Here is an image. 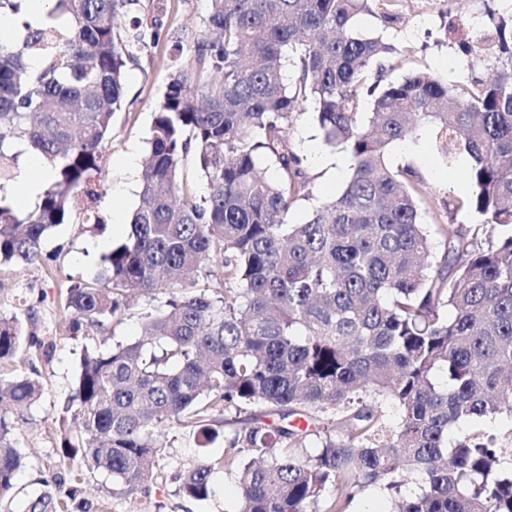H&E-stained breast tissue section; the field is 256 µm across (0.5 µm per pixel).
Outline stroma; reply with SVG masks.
Listing matches in <instances>:
<instances>
[{
  "label": "stroma",
  "mask_w": 512,
  "mask_h": 512,
  "mask_svg": "<svg viewBox=\"0 0 512 512\" xmlns=\"http://www.w3.org/2000/svg\"><path fill=\"white\" fill-rule=\"evenodd\" d=\"M473 9L471 0H443L441 8L420 32H412L409 21L395 27L386 26L379 13L362 15L359 28L366 33H383L391 42L409 44L414 55L403 69L394 73L404 77L406 71L428 67L430 72L451 81L466 75L485 79L494 66L481 56L478 42L472 41L468 18ZM208 0H135L129 13L117 21L125 28L130 18L148 24L160 20L166 36L159 44L140 52L126 68V97L116 112L112 134L106 145L100 168V199L98 206L104 216L120 210L132 215L139 203L141 175H128L124 162L128 155L143 157L151 137L155 107L170 78L194 63V46L207 37L204 18ZM468 43L470 54H462L461 43ZM285 140L302 160V170L310 182L312 194L297 205L291 222L305 221L314 206L338 192L347 181L349 157L342 149L327 147L316 128L311 113H292L285 124ZM316 154H309V147ZM388 158L396 165L414 168L427 185V205L423 221L427 224H469L467 212H448L449 197L469 193L466 177L468 166L462 160L446 162L432 144V129L421 126L408 142H395ZM126 231L108 225L99 231L89 224H63L55 227L43 245L42 261L0 269V316H18L24 332L36 333L39 340L52 343L50 358H43L29 346L19 351L21 361L36 365L44 383L42 400L19 418L15 438L25 455V464L13 489L11 512H25L30 498L42 491L66 495L71 483L56 484L61 473L62 446L73 424L62 411L80 371L85 347L100 345L99 336L73 337L66 330L64 292L68 280H86L103 269L101 257L113 244L124 239ZM165 461L171 471L192 466L214 449L198 447L192 436L172 428L161 439ZM169 475L157 478L136 496L109 493L102 475L87 476L78 488L79 495L89 500L91 512H236L238 489L224 473L214 476V493L205 501L184 499L178 485Z\"/></svg>",
  "instance_id": "obj_1"
}]
</instances>
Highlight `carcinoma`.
<instances>
[{"mask_svg": "<svg viewBox=\"0 0 512 512\" xmlns=\"http://www.w3.org/2000/svg\"><path fill=\"white\" fill-rule=\"evenodd\" d=\"M0 0L18 29L0 41V183L33 152L52 176L32 209L0 195V266L42 257L49 231L77 214L106 229L97 175L125 93L127 65L163 38L134 21L132 0ZM194 66L155 109L139 204L107 274L67 288L68 332L108 333L131 296L141 334L85 349L66 407L63 464L134 494L161 469L156 438L177 426L201 448L215 416L240 428L219 456L180 470L178 492L204 501L222 471L237 512H350L374 487L388 512H512V14L484 43L494 78L444 82L420 69L393 80L407 47L357 27L371 0H208ZM309 101L323 142L347 151L342 190L289 223L311 195L284 123ZM424 121L448 161L471 159V193L448 199L472 228L422 223L424 181L393 166L391 144ZM195 152L198 197L181 175ZM273 159L285 176L260 170ZM219 271L202 267L206 258ZM164 299H159V296ZM22 324L0 317V497L23 454L10 410L43 394L12 365ZM276 416L278 423L261 422ZM397 413L387 419V409ZM333 421L320 446L292 418ZM27 512H90L72 489L44 491Z\"/></svg>", "mask_w": 512, "mask_h": 512, "instance_id": "cac0c4a2", "label": "carcinoma"}]
</instances>
